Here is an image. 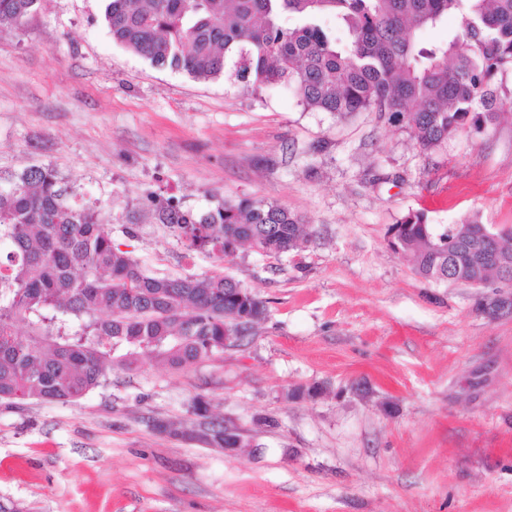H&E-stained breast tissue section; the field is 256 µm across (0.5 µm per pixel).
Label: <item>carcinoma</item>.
I'll list each match as a JSON object with an SVG mask.
<instances>
[{
	"label": "carcinoma",
	"instance_id": "carcinoma-1",
	"mask_svg": "<svg viewBox=\"0 0 512 512\" xmlns=\"http://www.w3.org/2000/svg\"><path fill=\"white\" fill-rule=\"evenodd\" d=\"M43 2L0 0V26H22ZM450 16L446 42H421ZM105 21L113 42L155 67L222 76L256 96L284 87L318 112H373L410 130L424 151L512 115V91L493 86L512 68V0H107ZM158 219L221 259L240 245L279 258L311 242L301 217L262 199L197 214L168 206ZM2 243L0 403L8 406L77 402L108 386L114 366L134 371L149 359L179 369L219 358L224 336L240 338L265 316L263 301L231 276L145 273L113 244L96 206L50 166L0 173ZM392 245L436 283L457 266L475 283L500 280L496 264L449 251L448 225L419 215L393 226ZM194 410L179 437L242 447L202 397Z\"/></svg>",
	"mask_w": 512,
	"mask_h": 512
}]
</instances>
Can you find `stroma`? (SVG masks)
<instances>
[{"mask_svg": "<svg viewBox=\"0 0 512 512\" xmlns=\"http://www.w3.org/2000/svg\"><path fill=\"white\" fill-rule=\"evenodd\" d=\"M105 0L0 28V171L52 166L146 273H223L265 319L221 358L113 369L75 403L0 405V503L25 512H512V288L434 283L390 243L406 216L512 227V119L422 152L374 113L154 67ZM275 201L315 238L271 258L188 248L157 212ZM240 433L187 427L196 395ZM197 420L195 424L180 434H174L185 440L194 441L213 448H241V435L224 426V420L209 414L207 402L197 396L194 405ZM233 431V432H232Z\"/></svg>", "mask_w": 512, "mask_h": 512, "instance_id": "obj_1", "label": "stroma"}]
</instances>
